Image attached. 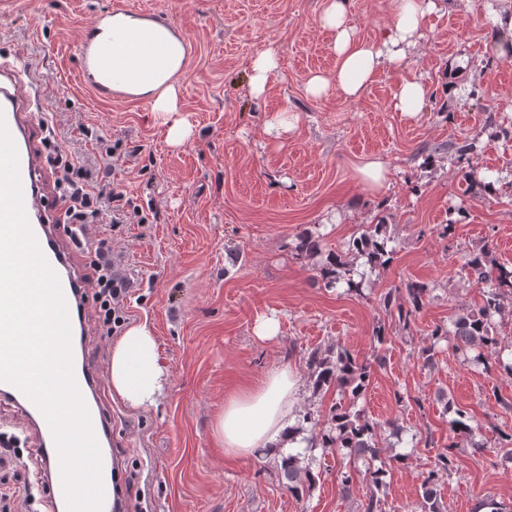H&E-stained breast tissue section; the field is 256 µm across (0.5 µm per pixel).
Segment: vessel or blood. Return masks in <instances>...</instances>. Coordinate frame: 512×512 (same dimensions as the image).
<instances>
[{"instance_id": "1", "label": "vessel or blood", "mask_w": 512, "mask_h": 512, "mask_svg": "<svg viewBox=\"0 0 512 512\" xmlns=\"http://www.w3.org/2000/svg\"><path fill=\"white\" fill-rule=\"evenodd\" d=\"M98 24L86 28L77 45L80 74L87 81L99 100L109 102L126 97L122 87L113 84L112 69L115 56L124 54L119 45H97L100 22L106 14H99ZM30 72L24 60L0 63V119L4 120L16 146L23 205L41 251L57 273L68 308L72 336H80L85 316L87 283L74 267L73 245L80 235L78 228H71L67 238H59L50 224L47 211L49 199L44 192L47 171L42 163L39 144L44 137L41 113L30 109ZM76 384L89 410L94 433L102 455V480L104 487L103 512H123L122 471L118 442L112 429V415L101 404L99 376L88 359L73 358ZM0 397L7 399L24 417V428L37 441V468L35 484L38 490L49 491L53 512L65 506L61 484L58 452L51 430L41 411L16 386L0 382Z\"/></svg>"}]
</instances>
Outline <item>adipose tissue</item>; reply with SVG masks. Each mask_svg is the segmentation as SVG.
<instances>
[{
  "label": "adipose tissue",
  "instance_id": "ef3b65f1",
  "mask_svg": "<svg viewBox=\"0 0 512 512\" xmlns=\"http://www.w3.org/2000/svg\"><path fill=\"white\" fill-rule=\"evenodd\" d=\"M437 9L436 0H397L394 22L377 38L366 41L357 37L349 23L348 0H324L320 23L333 36L337 65L332 74H312L306 81L307 93L314 98H359L378 76L405 65ZM98 41L137 49L135 62L114 71L113 78L147 98L168 126L169 142L181 144L191 133L188 121L178 115L175 83L185 64L183 38L166 25L126 12L102 26ZM164 382L152 328L144 323L130 326L112 347L113 392L131 406H150L161 396ZM299 394L296 371L280 365L225 399L213 434L231 456L244 457L257 448L288 447V429L297 423Z\"/></svg>",
  "mask_w": 512,
  "mask_h": 512
}]
</instances>
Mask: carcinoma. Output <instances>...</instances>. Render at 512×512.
Instances as JSON below:
<instances>
[{
    "mask_svg": "<svg viewBox=\"0 0 512 512\" xmlns=\"http://www.w3.org/2000/svg\"><path fill=\"white\" fill-rule=\"evenodd\" d=\"M465 183V192L479 198L489 193L493 186V182L478 178L473 171L466 173ZM384 227L381 220L368 225L360 235L347 242L346 254L362 258L372 267L388 265L393 260L394 249L389 247L390 239L383 234ZM319 250V240L312 236L303 237L295 247L299 259L310 258ZM464 271L470 283L483 289L482 304L457 316L450 328L436 326L428 337L429 345L421 348L419 357L425 364H433L437 344L449 340L453 349L471 363L483 366L487 372L494 370L512 378V350L502 346L493 327L494 319L506 313L505 301H512V267L498 263L492 248L484 245L466 256ZM319 276L331 288L344 283L348 291L361 292V283L353 278L351 263L340 254L327 256L319 268ZM428 292L426 284L409 282L403 291L386 293L383 305L396 314L398 324L406 330L423 309ZM306 364L313 389L317 392L333 389L338 394V401L330 407L324 424L309 411L298 414L295 433L302 434L307 424L314 430L310 437L302 438L305 447L290 448L288 453L280 455L278 474L282 485L297 498L309 492L317 478L309 462V452L314 448H328L343 460L349 458L367 466L368 486L359 512H385L382 492L391 466L408 465L409 454L381 446L378 443L380 425L355 408V402L370 385L373 365L359 361L342 346L312 351L306 357ZM449 424L454 434L473 438L474 428L469 425V417L464 411L455 410V417ZM452 468L451 455H436L434 467L421 483V512H443V505L437 498V483Z\"/></svg>",
    "mask_w": 512,
    "mask_h": 512,
    "instance_id": "1",
    "label": "carcinoma"
}]
</instances>
